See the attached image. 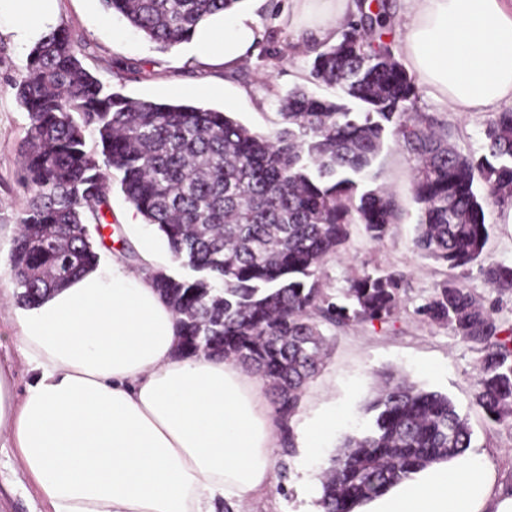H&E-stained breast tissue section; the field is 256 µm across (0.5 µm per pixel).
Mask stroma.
<instances>
[{
	"mask_svg": "<svg viewBox=\"0 0 512 512\" xmlns=\"http://www.w3.org/2000/svg\"><path fill=\"white\" fill-rule=\"evenodd\" d=\"M289 0H253L251 7L267 33L253 55L234 73L217 68L200 71L184 51L158 50L152 42L116 16H106L100 0H58L60 25L66 26L81 48L83 65L113 90L135 99L169 100L173 88L185 90L184 102L228 112L252 131L269 135L280 126L277 98L303 87L318 96L335 97L334 89L317 84L310 76L312 52L308 32L285 28L280 16ZM27 51L17 49L9 37L0 36V253L9 254L16 224L30 195L21 185L20 145L28 117L15 96L13 82L26 74ZM415 111L443 122L450 140L466 154L481 156L486 149V116L452 111L432 100L419 87ZM417 161L387 137L373 164L374 183L389 188L400 208V219L383 243L354 230L348 253L327 259L321 277L327 292L347 286L349 280L377 267L407 273L405 304L396 321L388 325L363 324L337 330L324 327L330 338V355L305 389L297 423L336 411L340 421L327 431L318 455L294 448L277 454V490L256 498L247 512H316L320 473L334 453L338 439L363 418L362 407L371 399L384 374L408 377L418 386L448 394L473 429V454L482 456L493 472L494 492L512 491V424L490 422L473 399L479 354L453 327L432 324L415 313L435 284L448 272L434 260L418 255L412 244L419 220L413 198ZM492 224L489 259L512 264V211L488 205ZM462 283L493 307L504 327L512 328V292L499 293L486 281L480 265L468 268ZM19 306L17 288L9 270L0 271V363L14 371L17 388L30 379L17 349L13 322ZM0 512H44L35 489L22 473L13 449L0 450Z\"/></svg>",
	"mask_w": 512,
	"mask_h": 512,
	"instance_id": "obj_1",
	"label": "stroma"
}]
</instances>
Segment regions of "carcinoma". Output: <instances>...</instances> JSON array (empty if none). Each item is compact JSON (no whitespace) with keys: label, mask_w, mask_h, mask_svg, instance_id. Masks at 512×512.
Returning a JSON list of instances; mask_svg holds the SVG:
<instances>
[{"label":"carcinoma","mask_w":512,"mask_h":512,"mask_svg":"<svg viewBox=\"0 0 512 512\" xmlns=\"http://www.w3.org/2000/svg\"><path fill=\"white\" fill-rule=\"evenodd\" d=\"M101 2L168 50L240 0ZM387 22L382 9L362 13L339 41L316 48L311 77L341 95L289 91L278 99L283 127L272 135L215 109L125 96L84 67L67 28L51 30L14 81L28 115L20 164L31 192L9 256L19 302L35 306L99 264L91 231L112 213L117 177L184 270L148 278L175 313L181 352L221 356L265 380L281 439L293 448L290 422L327 356L321 324H388L402 307L401 271H364L336 295L320 276L324 261L345 251L352 226L381 243L399 220L392 192L366 188L388 131L418 160L414 250L451 270L480 263L489 284L512 290V264L487 260L485 211L491 201L512 206V110L487 113L489 155L460 152L434 117L410 110L415 78L389 44L371 40ZM89 134L98 149L87 148ZM416 314L477 347L475 404L489 421L511 422L512 329L456 277ZM364 415L322 470V512H353L472 445L468 417L447 395L391 373Z\"/></svg>","instance_id":"obj_1"}]
</instances>
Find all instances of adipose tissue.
<instances>
[{
	"label": "adipose tissue",
	"instance_id": "1",
	"mask_svg": "<svg viewBox=\"0 0 512 512\" xmlns=\"http://www.w3.org/2000/svg\"><path fill=\"white\" fill-rule=\"evenodd\" d=\"M57 0H0V34L32 46ZM291 28L336 39L354 0H290ZM399 52L455 112L512 106V0H401ZM264 30L244 4L202 21L193 63L234 71ZM32 379L0 366V447L15 449L48 512H215L276 484L277 419L257 375L179 351L176 317L121 254L14 313ZM482 457L431 465L359 512H512Z\"/></svg>",
	"mask_w": 512,
	"mask_h": 512
}]
</instances>
